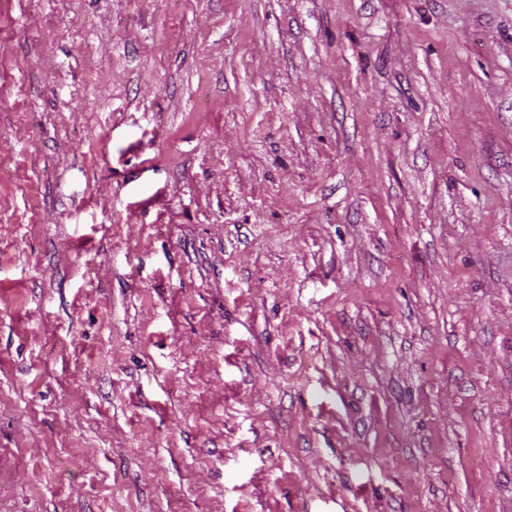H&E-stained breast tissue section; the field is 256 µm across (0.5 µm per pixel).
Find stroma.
I'll list each match as a JSON object with an SVG mask.
<instances>
[{
  "mask_svg": "<svg viewBox=\"0 0 512 512\" xmlns=\"http://www.w3.org/2000/svg\"><path fill=\"white\" fill-rule=\"evenodd\" d=\"M0 512H512V0H0Z\"/></svg>",
  "mask_w": 512,
  "mask_h": 512,
  "instance_id": "stroma-1",
  "label": "stroma"
}]
</instances>
